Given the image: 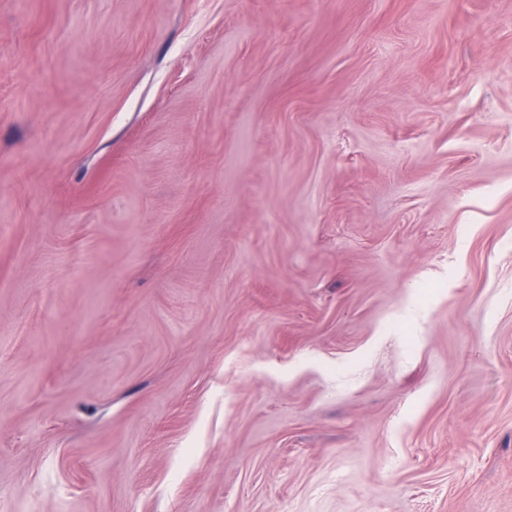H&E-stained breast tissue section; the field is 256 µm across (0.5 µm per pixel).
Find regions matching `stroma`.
Masks as SVG:
<instances>
[{
    "label": "stroma",
    "mask_w": 512,
    "mask_h": 512,
    "mask_svg": "<svg viewBox=\"0 0 512 512\" xmlns=\"http://www.w3.org/2000/svg\"><path fill=\"white\" fill-rule=\"evenodd\" d=\"M0 512H512V0H0Z\"/></svg>",
    "instance_id": "stroma-1"
}]
</instances>
